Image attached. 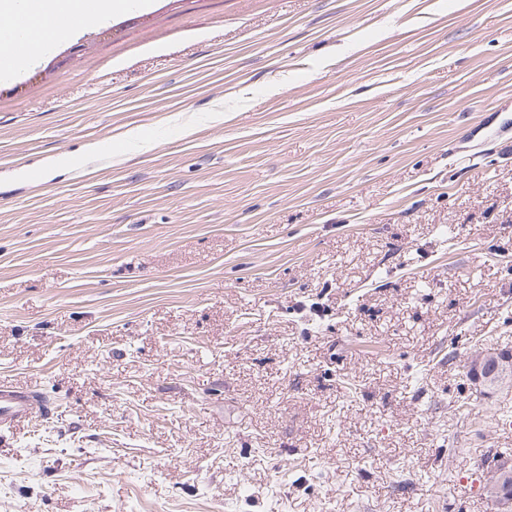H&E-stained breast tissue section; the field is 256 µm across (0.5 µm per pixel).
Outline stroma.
<instances>
[{"instance_id":"35a3bbf8","label":"stroma","mask_w":512,"mask_h":512,"mask_svg":"<svg viewBox=\"0 0 512 512\" xmlns=\"http://www.w3.org/2000/svg\"><path fill=\"white\" fill-rule=\"evenodd\" d=\"M480 353L512 0H151L0 83V512H498ZM45 415L36 406L31 391L15 389L6 384H0V429L8 431L15 423L32 421Z\"/></svg>"}]
</instances>
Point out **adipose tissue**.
Here are the masks:
<instances>
[{
  "instance_id": "obj_1",
  "label": "adipose tissue",
  "mask_w": 512,
  "mask_h": 512,
  "mask_svg": "<svg viewBox=\"0 0 512 512\" xmlns=\"http://www.w3.org/2000/svg\"><path fill=\"white\" fill-rule=\"evenodd\" d=\"M35 24L27 54L0 50V82L14 77L41 60L45 51L64 38L109 21L113 14L146 7L148 0H21Z\"/></svg>"
}]
</instances>
